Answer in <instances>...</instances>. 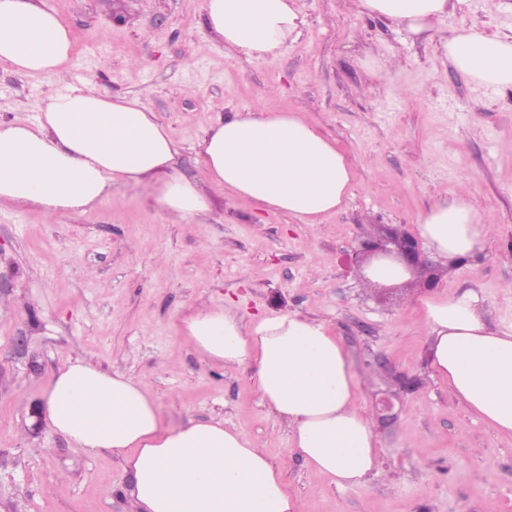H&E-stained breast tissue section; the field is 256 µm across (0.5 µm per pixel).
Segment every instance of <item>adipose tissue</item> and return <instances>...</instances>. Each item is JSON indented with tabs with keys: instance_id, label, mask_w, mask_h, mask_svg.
I'll return each instance as SVG.
<instances>
[{
	"instance_id": "obj_1",
	"label": "adipose tissue",
	"mask_w": 512,
	"mask_h": 512,
	"mask_svg": "<svg viewBox=\"0 0 512 512\" xmlns=\"http://www.w3.org/2000/svg\"><path fill=\"white\" fill-rule=\"evenodd\" d=\"M361 15L420 35L435 32L452 0H351ZM208 33L241 57L273 59L303 22L298 0H203ZM441 57L473 84L512 90V31L475 24L440 36ZM72 34L35 0H0V64L49 78L70 60ZM212 185L260 211L315 224L345 207L351 166L335 143L296 112L266 102L235 111L199 143ZM176 145L142 96H111L86 81L49 95L35 120H0V203L55 218L94 206L118 185L154 178L167 217L197 223L206 196L173 168ZM461 185L420 215L433 255L463 263L494 236ZM429 365L449 392L493 431L512 436V322H488L473 290L421 297ZM185 339L211 362L252 367L262 402L283 419L312 473L341 490L363 486L379 441L359 405L345 347L320 320L273 314L248 323L230 307L202 306L180 319ZM52 430L87 453L112 452L132 475L136 512H297L279 466L223 420L164 428L148 385L74 359L43 395Z\"/></svg>"
}]
</instances>
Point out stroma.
<instances>
[{
    "instance_id": "35a3bbf8",
    "label": "stroma",
    "mask_w": 512,
    "mask_h": 512,
    "mask_svg": "<svg viewBox=\"0 0 512 512\" xmlns=\"http://www.w3.org/2000/svg\"><path fill=\"white\" fill-rule=\"evenodd\" d=\"M70 27L73 58L46 79L0 66V118L30 121L81 80L143 96L170 132L176 168L210 199L200 229L171 222L143 185L113 187L88 212L53 221L0 207V512H132L120 457L88 454L48 425L41 397L80 358L143 379L164 427L223 418L281 468L300 512H512V437L486 427L428 363L423 310L404 288H366L346 266L368 241L415 234L418 218L469 182L496 234L477 260L432 261L431 292L472 289L489 322L512 320V92L471 84L437 42L346 9L300 0L282 53L248 61L204 30L202 0H42ZM512 26V0H456L444 23ZM270 99L315 124L347 156L346 208L317 224L210 186L196 145L232 109ZM233 304L245 319L296 313L345 346L380 443L366 485L314 476L250 367L227 372L179 331L192 306Z\"/></svg>"
}]
</instances>
